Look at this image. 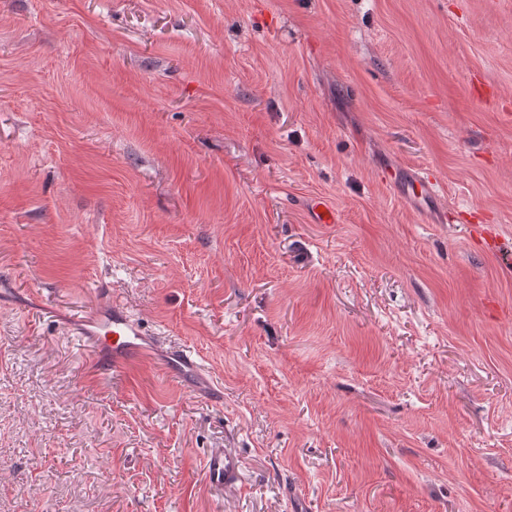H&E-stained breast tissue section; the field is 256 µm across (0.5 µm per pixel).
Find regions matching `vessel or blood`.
Here are the masks:
<instances>
[{"label": "vessel or blood", "instance_id": "1", "mask_svg": "<svg viewBox=\"0 0 512 512\" xmlns=\"http://www.w3.org/2000/svg\"><path fill=\"white\" fill-rule=\"evenodd\" d=\"M76 336L87 342L98 354L110 355L113 365H121L159 345L157 337L147 334L141 324L132 318L120 302L98 308L74 330ZM165 365L170 374L191 383L204 379L201 363L190 350L169 348L165 351ZM243 462L231 450H212L204 462L208 482L227 490L236 489L243 482Z\"/></svg>", "mask_w": 512, "mask_h": 512}]
</instances>
